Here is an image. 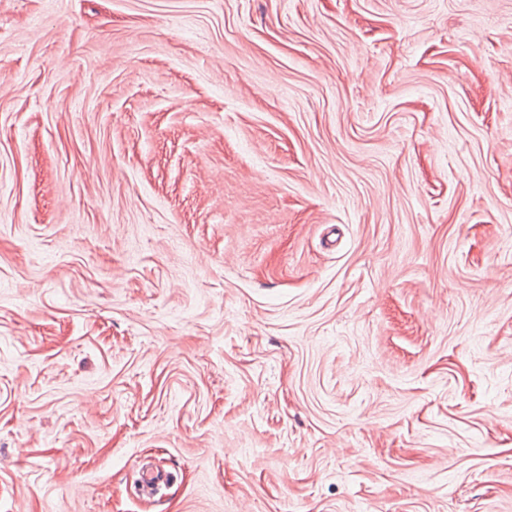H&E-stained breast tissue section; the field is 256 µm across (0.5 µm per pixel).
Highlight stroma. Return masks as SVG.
<instances>
[{"instance_id": "35a3bbf8", "label": "stroma", "mask_w": 512, "mask_h": 512, "mask_svg": "<svg viewBox=\"0 0 512 512\" xmlns=\"http://www.w3.org/2000/svg\"><path fill=\"white\" fill-rule=\"evenodd\" d=\"M0 512H512V0H0Z\"/></svg>"}]
</instances>
